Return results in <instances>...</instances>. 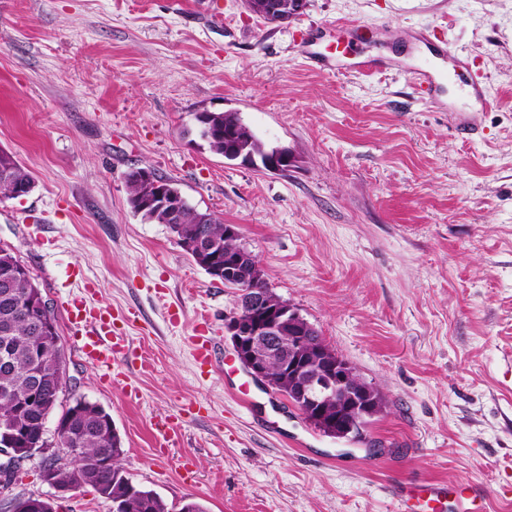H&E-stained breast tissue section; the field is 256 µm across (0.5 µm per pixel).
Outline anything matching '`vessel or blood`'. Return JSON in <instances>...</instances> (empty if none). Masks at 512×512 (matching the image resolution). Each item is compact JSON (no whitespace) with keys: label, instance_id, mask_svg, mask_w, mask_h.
<instances>
[{"label":"vessel or blood","instance_id":"vessel-or-blood-1","mask_svg":"<svg viewBox=\"0 0 512 512\" xmlns=\"http://www.w3.org/2000/svg\"><path fill=\"white\" fill-rule=\"evenodd\" d=\"M71 321L83 333L80 348L89 364L104 380L119 375L117 359L129 341L117 332L111 313L79 306L71 313ZM512 501V485L500 487L496 494L472 483L430 481L397 487L394 492L395 512H490L491 498Z\"/></svg>","mask_w":512,"mask_h":512}]
</instances>
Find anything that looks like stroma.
Here are the masks:
<instances>
[{"label":"stroma","mask_w":512,"mask_h":512,"mask_svg":"<svg viewBox=\"0 0 512 512\" xmlns=\"http://www.w3.org/2000/svg\"><path fill=\"white\" fill-rule=\"evenodd\" d=\"M348 23L389 69L351 68ZM426 26L498 107L469 101L451 57L414 39ZM317 27L334 71L299 55ZM427 63L434 101L406 76ZM205 111L238 113L294 165L212 153ZM0 148L36 181L0 201V246L54 311L66 398L109 412L128 477L169 512H393L402 484L512 482V0H307L288 23L242 0H0ZM135 166L237 225L267 286L381 393L361 441L324 435L240 366L235 289L133 213ZM83 299L131 340L119 383L79 353ZM200 336L222 358L208 372ZM171 418L180 443L157 451Z\"/></svg>","instance_id":"obj_1"}]
</instances>
